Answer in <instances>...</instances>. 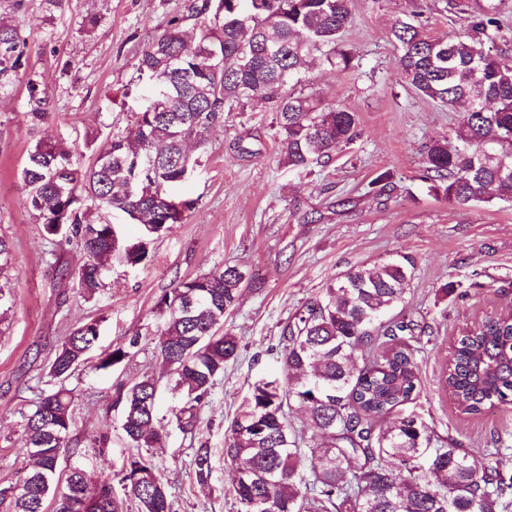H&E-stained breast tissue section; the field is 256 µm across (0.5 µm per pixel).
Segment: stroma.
Instances as JSON below:
<instances>
[{
    "label": "stroma",
    "instance_id": "obj_1",
    "mask_svg": "<svg viewBox=\"0 0 512 512\" xmlns=\"http://www.w3.org/2000/svg\"><path fill=\"white\" fill-rule=\"evenodd\" d=\"M183 3L63 0L49 12L42 0H0V21L26 40L20 68L0 81V236L11 248L7 276L15 299L0 318V486L29 470L20 451L22 415L50 388L56 351L73 329L96 321L100 351L133 338L138 345L112 368L89 362L69 379L74 427L63 464L95 480L116 479L132 449L113 405L114 386L148 376L157 382L166 421L155 461L171 512H237L225 439L252 384L280 374L282 328L351 268L403 255L414 262L401 307L418 349L420 383L411 410L428 424L433 447L453 442L481 456L499 435L512 448V407L465 415L441 385L460 328L512 310V205L460 208L429 192L420 179L424 148L452 137L459 115L406 86L389 38L392 20L414 10L428 34L454 37L465 12L481 6L508 20L501 47L512 60V0H352L353 23L343 40L356 53L354 68H330L312 53L301 87L324 105L357 112L360 138L300 175L282 160L274 112L248 106L225 113L223 126L193 148L200 164L178 189L194 208L152 245L147 264L132 269L113 262L108 287L90 298L58 275L79 263L76 244L49 242L25 208L19 172L33 144L27 83L39 81L48 96L43 135L75 142L81 161L91 163V142L126 132L132 111L147 98L138 57ZM384 171L393 175L386 191L367 192ZM217 266L240 267L250 278L224 315L238 354L193 427L181 430L171 421L176 401L157 357L164 318L156 304L173 282ZM447 282L454 289L443 299L438 289ZM201 448L209 449L212 466L204 484L194 465Z\"/></svg>",
    "mask_w": 512,
    "mask_h": 512
}]
</instances>
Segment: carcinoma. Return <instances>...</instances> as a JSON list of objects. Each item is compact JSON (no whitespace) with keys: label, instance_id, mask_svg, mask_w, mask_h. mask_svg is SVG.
<instances>
[{"label":"carcinoma","instance_id":"cac0c4a2","mask_svg":"<svg viewBox=\"0 0 512 512\" xmlns=\"http://www.w3.org/2000/svg\"><path fill=\"white\" fill-rule=\"evenodd\" d=\"M422 13L395 18L389 36L400 52L401 78L414 92L450 110L460 109L456 144L438 139L426 146L421 180L430 192L459 207L512 202V63L502 58V24L488 8L471 11L453 40L425 34ZM199 24L195 43L182 22ZM353 21L351 0H187L164 32L142 50L139 79L149 86L146 103L133 113L134 129L113 135L84 167L64 137L38 138L20 178L25 208L46 239L75 240L78 267L60 277L77 282L89 296L107 287L112 261L124 250L113 224L95 213H123L141 226L139 248L122 257L136 267L149 245L182 223L192 202L174 195L198 165L186 153L189 141L204 144L224 124V113L264 104L276 114L284 162L299 172L359 136L357 113L326 107L312 94L297 93L301 69L313 51L329 66L355 67L343 44ZM25 40L0 22V74L20 66ZM32 130L48 117L47 97L35 80L27 85ZM413 262L405 257L347 271L309 298L281 333L282 378L253 385L246 408L230 426L225 459L240 471L234 492L238 512H506L512 505V476L487 473L484 465L454 444L431 447L423 418L406 409L419 383L409 325L390 318L405 300ZM245 273L216 267L171 285L157 302L165 317L157 350L171 391L184 400L173 417L179 428L192 423L238 341L219 331L224 313L237 302ZM100 336L99 324L73 330L50 367L53 388L40 394L24 416L22 454L34 468L22 482L0 488L5 512H123L111 484H96L74 467L61 477V458L73 419V390L64 382L86 361ZM138 343L116 346L101 358L106 370L129 357ZM443 387L457 410L480 414L512 407V314L465 324L455 344ZM129 444L145 449L128 457L120 482L138 512H170L150 449L160 445L157 384L150 377L120 384ZM306 408L304 427L321 441L306 450L302 432L288 422L285 407ZM390 416L385 428L374 421ZM317 464L305 474L307 456ZM195 473L208 480V449L195 456Z\"/></svg>","mask_w":512,"mask_h":512}]
</instances>
